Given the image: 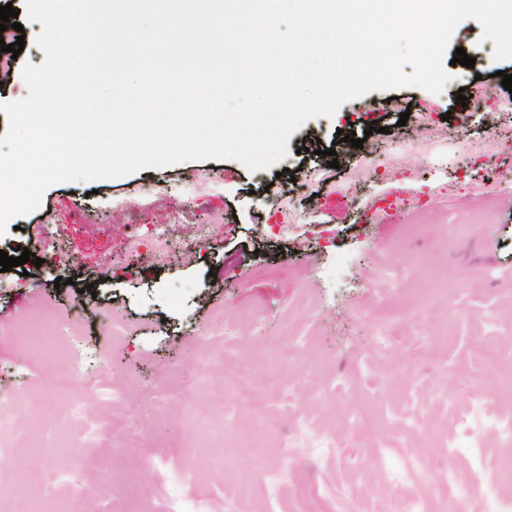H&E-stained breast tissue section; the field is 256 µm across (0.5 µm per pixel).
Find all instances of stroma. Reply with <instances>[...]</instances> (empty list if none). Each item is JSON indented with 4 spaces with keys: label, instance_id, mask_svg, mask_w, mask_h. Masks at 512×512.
I'll return each instance as SVG.
<instances>
[{
    "label": "stroma",
    "instance_id": "1",
    "mask_svg": "<svg viewBox=\"0 0 512 512\" xmlns=\"http://www.w3.org/2000/svg\"><path fill=\"white\" fill-rule=\"evenodd\" d=\"M6 4L19 9L26 44L0 77V102L26 97L22 68L43 62L29 55L36 26L23 12L25 0H0ZM451 45L475 64L449 67L442 94L409 86L348 101L296 130L274 168L192 160L58 183L0 234V250L13 255L23 246L42 260L0 276L10 284L0 289V398L27 391L16 439L0 440V512L13 508L10 487L32 478L41 512H61L89 489L104 502L112 487L130 481L136 496L127 512H157L162 472L186 464L184 492L202 500L204 512H297L284 494L259 503L258 480L225 466L251 433L256 404L266 410L258 469L318 488L351 485L359 512L379 510L384 489L370 476L386 465L390 447L420 455L431 472L447 468L436 438L460 430L471 393L453 370L483 371L485 322L495 323L500 346H512V181L488 190L512 170V154L477 147L490 132L512 134V114L502 109L512 92L500 79L512 60L494 59L493 41L483 40L474 20L456 29ZM432 129L447 139L448 166L434 163ZM341 132L368 139L354 148L338 141ZM397 139L412 143V153H394ZM329 148L338 168L328 164ZM196 174L218 177L221 192L202 184L198 200L188 202L183 183ZM116 198L124 207H113ZM475 212L488 213L489 223H469ZM464 222L467 235L448 242L450 226ZM159 227L179 247L178 260L153 258ZM420 256L453 284L452 298L417 297ZM36 312L71 319L119 400L57 384L60 359H40L17 344L12 328ZM116 318L127 336L110 335ZM219 318L227 337L202 336ZM286 341L297 350L279 387L258 380L243 392L221 361L227 350L262 361ZM183 372L196 373V381L180 385ZM150 389L168 397L169 419L141 422L140 440L129 442L131 417ZM76 403L98 425L96 446L82 454L111 459L107 472L72 462L67 428L56 431L62 447L54 455L33 448L49 425L46 406ZM228 408L238 411V425L214 439ZM300 417L335 435L334 458L316 460L291 446Z\"/></svg>",
    "mask_w": 512,
    "mask_h": 512
}]
</instances>
